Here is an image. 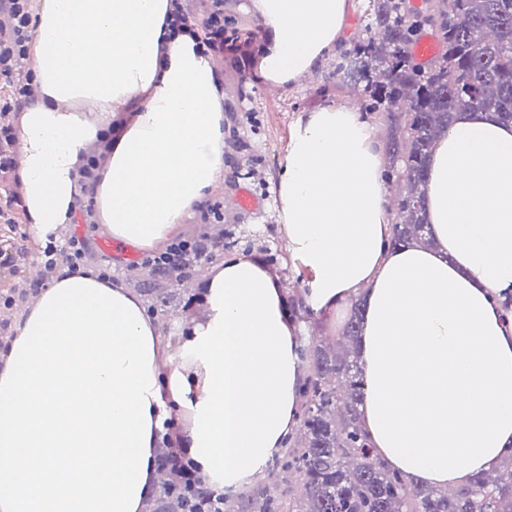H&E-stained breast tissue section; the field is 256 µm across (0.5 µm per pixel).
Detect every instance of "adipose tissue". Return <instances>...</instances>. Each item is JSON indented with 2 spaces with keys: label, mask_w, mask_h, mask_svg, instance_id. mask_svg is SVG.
I'll list each match as a JSON object with an SVG mask.
<instances>
[{
  "label": "adipose tissue",
  "mask_w": 512,
  "mask_h": 512,
  "mask_svg": "<svg viewBox=\"0 0 512 512\" xmlns=\"http://www.w3.org/2000/svg\"><path fill=\"white\" fill-rule=\"evenodd\" d=\"M264 27L256 68L297 87L344 50L349 0H251ZM172 0H42L36 94L18 129V176L36 233L71 223L79 200L140 249L167 240L224 183V83L190 37L171 35ZM128 122L112 124L116 113ZM111 143L94 184L83 155ZM383 145L349 105L301 120L277 186L290 252L314 272L306 300L341 315L365 295L359 343L363 427L393 469L438 489L493 471L512 446V327L491 293L512 286V124L465 114L435 143L427 185L433 247L387 249ZM203 318L163 343L153 319L150 456L140 506L158 487L166 412L179 453L232 494L264 478L294 433L306 372L280 276L250 255L205 267Z\"/></svg>",
  "instance_id": "adipose-tissue-1"
}]
</instances>
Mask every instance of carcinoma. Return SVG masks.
<instances>
[{"label": "carcinoma", "mask_w": 512, "mask_h": 512, "mask_svg": "<svg viewBox=\"0 0 512 512\" xmlns=\"http://www.w3.org/2000/svg\"><path fill=\"white\" fill-rule=\"evenodd\" d=\"M364 36L336 58L332 77L360 92L363 113L386 126L383 177L395 215L390 246L432 244L425 188L432 144L464 111L512 122V0H366ZM442 52L428 65L410 48L425 28ZM494 304L512 322V289ZM358 299L342 336L303 341L306 368L298 430L268 467L280 494L257 486L243 512H512V452L491 474L455 490H435L386 468L360 429L363 382L355 346ZM149 512H224V492L185 478L191 461L170 448Z\"/></svg>", "instance_id": "carcinoma-1"}]
</instances>
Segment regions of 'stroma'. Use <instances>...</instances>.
<instances>
[{
  "label": "stroma",
  "instance_id": "obj_1",
  "mask_svg": "<svg viewBox=\"0 0 512 512\" xmlns=\"http://www.w3.org/2000/svg\"><path fill=\"white\" fill-rule=\"evenodd\" d=\"M333 69V62H326L323 72L301 87L273 92L254 70L240 72L232 63H225L220 75L224 80V128L229 132L226 144L229 168L223 193L209 198L210 203L220 205L223 218L218 223L204 224L199 213H191L178 226L177 236L185 239L205 236L214 240L231 235L233 246L214 248L215 259L255 255L280 274L285 292L298 291L305 285L302 273L306 266L301 258L287 252L277 222L276 186L286 161L288 144L307 112L328 103L346 104L353 98L348 89L337 87L330 79ZM245 196L250 198V206H243L241 199ZM75 231L90 242L89 269H97L102 259H109L113 280L136 292L142 290L145 281L152 279V272L139 263L143 250H134L129 257L120 249L106 251L94 224L76 225ZM197 280L194 274L180 283L174 278L162 277L164 287L177 290L168 305L169 315L162 320L167 334L179 335L182 327L190 326L200 317L204 299Z\"/></svg>",
  "mask_w": 512,
  "mask_h": 512
}]
</instances>
